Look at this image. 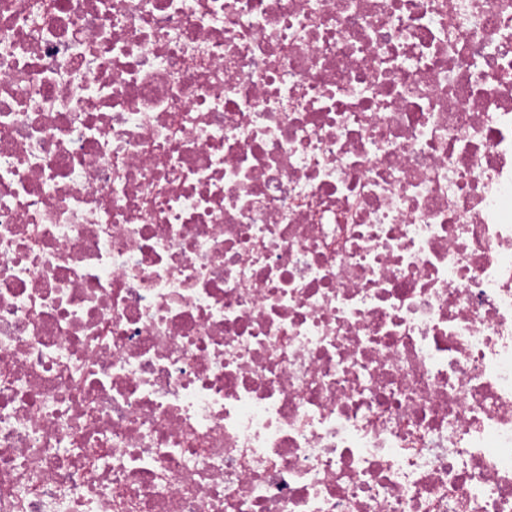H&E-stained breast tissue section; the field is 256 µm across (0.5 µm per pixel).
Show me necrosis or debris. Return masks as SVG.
<instances>
[{
  "label": "necrosis or debris",
  "instance_id": "necrosis-or-debris-1",
  "mask_svg": "<svg viewBox=\"0 0 512 512\" xmlns=\"http://www.w3.org/2000/svg\"><path fill=\"white\" fill-rule=\"evenodd\" d=\"M0 512H512V0H0Z\"/></svg>",
  "mask_w": 512,
  "mask_h": 512
}]
</instances>
